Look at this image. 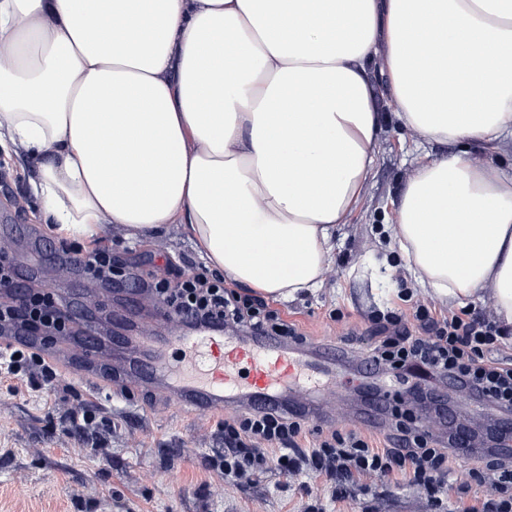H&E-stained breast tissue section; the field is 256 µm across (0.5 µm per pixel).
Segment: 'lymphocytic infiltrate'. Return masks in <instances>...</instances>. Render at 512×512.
I'll list each match as a JSON object with an SVG mask.
<instances>
[{
	"instance_id": "lymphocytic-infiltrate-1",
	"label": "lymphocytic infiltrate",
	"mask_w": 512,
	"mask_h": 512,
	"mask_svg": "<svg viewBox=\"0 0 512 512\" xmlns=\"http://www.w3.org/2000/svg\"><path fill=\"white\" fill-rule=\"evenodd\" d=\"M60 253L64 264L103 287L124 286L155 295L169 314L185 323L221 322L245 333L273 331L289 344L307 341L295 325L280 323L264 301L242 298L225 288L222 279L209 278L205 269L139 271L105 245L64 247ZM61 307L54 293L27 289L22 298L0 303V330L23 325L36 336L66 335L69 319ZM374 324L380 338L361 355L365 369L387 370L389 379L421 396L432 393V379L452 380L492 408L512 413V356L505 355L502 344L512 334L511 327L467 312L442 315L421 300L413 304L412 322L390 311L377 314ZM0 374L26 378L36 389L56 377L50 360L12 341L0 345ZM219 430L224 447L211 458L210 467L228 482L269 464L286 474L324 472L341 486L367 475H399L439 506L452 474L447 446L408 416L396 420L394 432L367 435L352 429L306 428L298 414L274 403L226 418ZM472 474L486 487V496L449 512H512V456L482 457Z\"/></svg>"
}]
</instances>
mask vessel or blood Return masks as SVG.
<instances>
[{"instance_id": "obj_1", "label": "vessel or blood", "mask_w": 512, "mask_h": 512, "mask_svg": "<svg viewBox=\"0 0 512 512\" xmlns=\"http://www.w3.org/2000/svg\"><path fill=\"white\" fill-rule=\"evenodd\" d=\"M82 321L71 323L69 335L60 337L44 353L63 362L68 376L82 383L93 380L109 357L105 338L85 344ZM129 355L116 378L124 382L154 384L174 404H192L200 410H220L225 402L255 406L288 399L309 390L322 367L295 357L292 349L223 329L194 330L178 336H131Z\"/></svg>"}]
</instances>
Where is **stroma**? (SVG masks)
I'll return each mask as SVG.
<instances>
[{
  "label": "stroma",
  "mask_w": 512,
  "mask_h": 512,
  "mask_svg": "<svg viewBox=\"0 0 512 512\" xmlns=\"http://www.w3.org/2000/svg\"><path fill=\"white\" fill-rule=\"evenodd\" d=\"M456 150L453 143L423 142L391 111H383L376 162L360 201L336 231L328 278L314 292L268 303L309 336L302 356L323 355L328 344L351 340L348 355H336L323 377L335 387L334 406L325 407L317 393L303 402L319 414L320 426L365 432L385 421L364 401L356 356L371 339L374 311L407 310L399 296L404 288L414 298L423 296L394 238L395 204L425 157ZM36 175V163L24 151L0 158V225L18 228L8 237V255L19 259L22 277L80 293L89 281L61 271L58 258L43 250L34 233L45 225L30 187ZM101 240L113 255L145 266L170 261L188 270L205 263L177 230L149 240L106 231ZM436 391L443 394L444 407L431 410L430 420L440 437L459 426L491 428L502 421L476 399L459 400L442 385ZM82 406L105 421L98 429L102 447L69 429L71 412ZM239 411L234 404L220 412L190 405L176 409L152 387L98 391L61 374L37 392L26 380H2L0 512H438L422 490L401 478L363 477L342 497L327 476H287L273 466L225 482L207 459L224 445L223 416Z\"/></svg>",
  "instance_id": "stroma-1"
}]
</instances>
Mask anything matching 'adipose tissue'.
<instances>
[{
	"instance_id": "1",
	"label": "adipose tissue",
	"mask_w": 512,
	"mask_h": 512,
	"mask_svg": "<svg viewBox=\"0 0 512 512\" xmlns=\"http://www.w3.org/2000/svg\"><path fill=\"white\" fill-rule=\"evenodd\" d=\"M0 150L38 162L51 231L181 228L272 299L318 288L395 117L460 152L421 163L394 235L417 284L512 325V0H0ZM471 157L476 162H497L506 167H511L512 164V144L511 142L507 145L501 146L499 149L486 150L482 145L476 144L471 146Z\"/></svg>"
}]
</instances>
